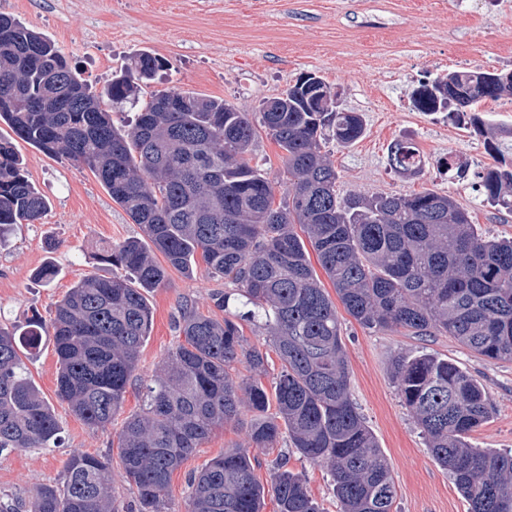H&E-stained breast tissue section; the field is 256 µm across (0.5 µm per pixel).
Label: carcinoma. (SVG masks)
I'll list each match as a JSON object with an SVG mask.
<instances>
[{
	"label": "carcinoma",
	"mask_w": 512,
	"mask_h": 512,
	"mask_svg": "<svg viewBox=\"0 0 512 512\" xmlns=\"http://www.w3.org/2000/svg\"><path fill=\"white\" fill-rule=\"evenodd\" d=\"M166 62L142 51L96 93L62 50L0 14V123L51 157L89 168L151 243L102 247L97 262L121 276L80 277L50 318L34 315L21 334L0 327V451L55 448L59 423L26 371L22 354L52 342L56 395L88 427L112 424L137 380L150 336V290L169 266L190 273L202 260L235 292L215 294L219 320L184 305L180 341L145 386L141 407L118 433L123 477L137 512H164L171 476L212 429L253 413L251 448H229L189 478L188 512H323L302 474L282 459L270 486L254 476L251 449L269 453L283 432L306 460L328 468L339 512H392L396 489L383 451L351 399L346 346L336 304L312 269L305 243L345 311L369 330L443 331L488 361H512V240L478 233L448 194L337 193L336 167L322 153L327 133L346 147L363 117L336 104L323 79L299 77L258 122L222 100L177 88L145 93ZM512 90V75L453 71L413 92L414 101L448 113L484 141L492 163L473 173L474 188L497 211L512 213V128L492 127L475 109ZM136 109L125 130L108 106ZM285 152L288 182L274 206V183L251 165L257 128ZM397 172L421 169L408 141L391 147ZM48 200L29 181L13 143L0 136V236L39 219ZM243 310L230 312V300ZM260 323L281 369L261 381L267 355L248 344L241 323ZM241 363L248 377L232 374ZM402 404L448 467L470 512H512V453L475 448L470 435L490 415L481 383L429 353L393 362ZM0 512H120L110 460L71 454L62 486L40 485Z\"/></svg>",
	"instance_id": "cac0c4a2"
}]
</instances>
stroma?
Instances as JSON below:
<instances>
[{"instance_id":"1","label":"stroma","mask_w":512,"mask_h":512,"mask_svg":"<svg viewBox=\"0 0 512 512\" xmlns=\"http://www.w3.org/2000/svg\"><path fill=\"white\" fill-rule=\"evenodd\" d=\"M1 13L53 40L96 90L141 50L168 64L151 89L175 86L249 113L281 96L300 74L317 73L365 121V133L355 144L342 147L331 139L325 145L339 175L340 195L434 189L450 194L481 232L512 238V214L484 203L471 180L449 181L439 165L451 153L474 170L489 163L482 137L448 124L441 113L420 110L411 98L420 83L464 66L512 72V0H0ZM404 139L417 144L425 161L413 178L388 163L391 145ZM15 146L49 208L35 222L14 225L0 243V325L8 328L24 325L35 313L48 315L79 277L101 273L95 254L103 243L144 236L87 167L47 156L21 140ZM47 266L55 271L49 280L40 276ZM223 288L205 265L190 275L168 269L164 284L148 294L153 327L140 352L139 376L151 378L177 343L174 322L183 304L223 318L213 300ZM339 317L350 392L390 465L397 491L394 512H469L449 470L431 455L402 405L392 361L424 351L477 378L492 408L469 442L500 452L512 450V362H487L445 333L374 332L347 312ZM26 365L55 409L61 441L55 448L0 453V497L24 498L34 486L60 483L68 458L79 450L110 458L113 494L121 507L133 506L135 496L121 477L120 421L92 429L58 402L52 346ZM248 445L245 426L215 428L174 472L167 512H184L191 472L225 449ZM280 448L324 512H337L329 470L301 457L289 439H282Z\"/></svg>"}]
</instances>
